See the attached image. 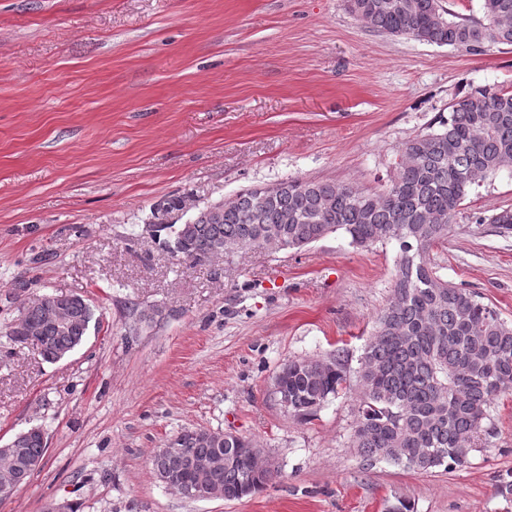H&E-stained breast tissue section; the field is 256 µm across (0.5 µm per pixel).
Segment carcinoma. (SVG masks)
Returning <instances> with one entry per match:
<instances>
[{
	"label": "carcinoma",
	"instance_id": "carcinoma-1",
	"mask_svg": "<svg viewBox=\"0 0 512 512\" xmlns=\"http://www.w3.org/2000/svg\"><path fill=\"white\" fill-rule=\"evenodd\" d=\"M366 27L390 36H410L438 46L512 45V0H483L488 24L445 17L440 0H348ZM386 187L289 178L274 190L258 185L233 198L193 206L183 224L164 215L180 209L182 197L154 210L150 237L190 268L211 265L247 250L300 251L331 233L343 232L356 247H397L390 296L378 312L358 370L359 395L351 434L366 470L380 462L421 473L466 464L490 434L491 408L512 392V324L473 292L448 283L432 256L448 239L458 207L476 183L512 171V92L479 87L455 100L429 131L405 141ZM69 325L55 323L51 307L31 299L8 326L15 345H32L56 362L80 345L94 319L82 296L66 301ZM344 351L323 359H297L273 379L276 397L293 415L306 418L346 390ZM181 451L157 449L155 476L177 471L170 483L182 493L202 480L226 501L262 491L273 477L263 457L220 464L201 473L189 468L216 456L257 448L256 439L209 430H185L172 439ZM21 456L42 460L47 448L37 435L18 441Z\"/></svg>",
	"mask_w": 512,
	"mask_h": 512
}]
</instances>
